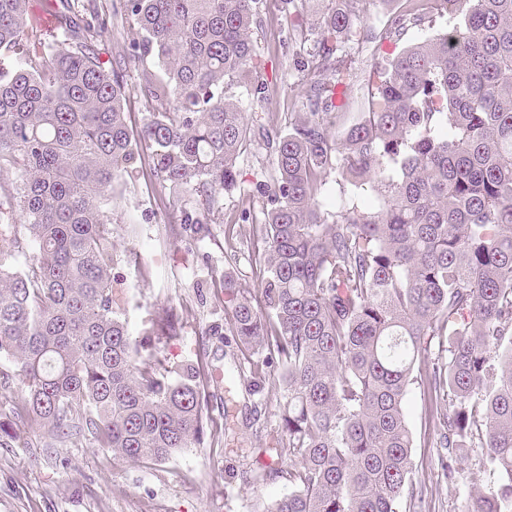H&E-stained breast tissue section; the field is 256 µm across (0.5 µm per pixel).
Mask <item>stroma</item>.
Wrapping results in <instances>:
<instances>
[{"instance_id": "35a3bbf8", "label": "stroma", "mask_w": 512, "mask_h": 512, "mask_svg": "<svg viewBox=\"0 0 512 512\" xmlns=\"http://www.w3.org/2000/svg\"><path fill=\"white\" fill-rule=\"evenodd\" d=\"M96 3L109 13L97 40L101 61L109 63L127 52L138 34L127 15L113 11L112 0ZM446 24L440 18L429 26L409 27L397 41L371 43L356 35L346 51L364 71L372 61L392 59ZM254 40L265 90L260 95L244 87L231 90L245 109L251 142L236 162L239 189L220 201L225 221L250 213L239 237L225 244L223 224L213 225L206 237L171 235L172 198L154 182L145 162L115 182L106 203L117 243L114 271L122 279L117 288L122 316L134 332L147 309L175 308L183 333L161 352L175 362L202 360L217 443L185 450L158 464H129L114 460L110 450L88 440L47 448L40 437L27 433L19 447L0 448V512H249L255 502H270L285 493L282 481L253 485L241 477L249 468L277 466V459L255 456L253 449L275 437L278 404L274 392L264 390L266 410L253 416V398L237 373L240 352L235 343L210 333L214 323L224 320V282L212 278V271L230 270L240 279L251 278L253 234L263 209L254 185L268 179L273 161L263 140L285 130L301 109V75L288 51V21L279 0H263ZM132 251L140 253L141 266L128 263ZM431 370L428 361L416 369L418 381L406 397L417 464L414 479L423 490L424 512H463L472 491L469 473H476L487 491L497 488L499 474L486 450L475 448L461 463L465 478L454 485L443 482L433 446L432 403L421 383Z\"/></svg>"}]
</instances>
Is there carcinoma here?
<instances>
[{"instance_id":"obj_1","label":"carcinoma","mask_w":512,"mask_h":512,"mask_svg":"<svg viewBox=\"0 0 512 512\" xmlns=\"http://www.w3.org/2000/svg\"><path fill=\"white\" fill-rule=\"evenodd\" d=\"M27 2L0 0V355L13 363L0 370V448L23 430L134 463L213 445L203 364L161 356L179 335L175 309L147 311L135 340L116 311L101 200L146 150L159 186L196 202L181 210L184 231L224 223L219 201L238 189L251 141L228 91L264 89L263 0H122L140 40L109 67L101 15L60 0L48 43ZM377 2L392 0H331L293 36L307 111L267 142L253 283L223 275L247 387L280 389L272 450L288 464L246 481L281 478L288 491L253 512H422L406 395L434 336L448 337L427 380L448 399L435 405L444 477L457 481L469 449H486L501 486L465 512H512V0L389 14L386 38L412 17L448 25L372 63L366 107L336 112L335 95L355 86L339 53ZM150 58L162 75L129 88L122 64ZM136 94L149 112L139 130L127 120ZM331 171L340 187L370 184L377 205H329Z\"/></svg>"}]
</instances>
